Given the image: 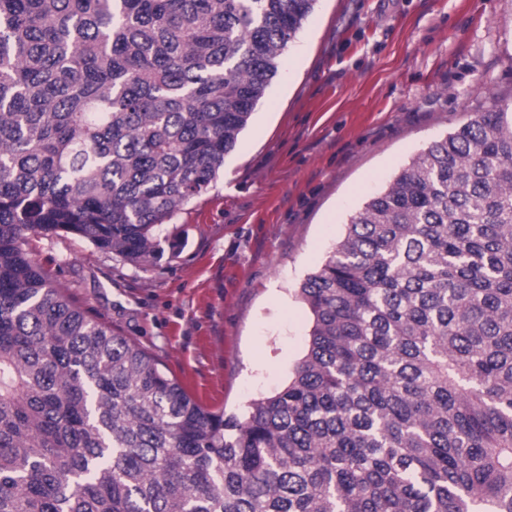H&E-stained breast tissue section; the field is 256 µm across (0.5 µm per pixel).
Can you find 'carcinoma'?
Here are the masks:
<instances>
[{
	"mask_svg": "<svg viewBox=\"0 0 512 512\" xmlns=\"http://www.w3.org/2000/svg\"><path fill=\"white\" fill-rule=\"evenodd\" d=\"M317 0H0V512H512V111L348 221L306 354L211 411L24 248L142 264L216 181Z\"/></svg>",
	"mask_w": 512,
	"mask_h": 512,
	"instance_id": "obj_1",
	"label": "carcinoma"
}]
</instances>
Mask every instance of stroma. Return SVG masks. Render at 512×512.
Wrapping results in <instances>:
<instances>
[{
  "label": "stroma",
  "mask_w": 512,
  "mask_h": 512,
  "mask_svg": "<svg viewBox=\"0 0 512 512\" xmlns=\"http://www.w3.org/2000/svg\"><path fill=\"white\" fill-rule=\"evenodd\" d=\"M512 106V0H317L201 197L143 265L72 236L35 261L200 405L241 414L288 384L311 329L298 288L350 215L430 143Z\"/></svg>",
  "instance_id": "stroma-1"
}]
</instances>
